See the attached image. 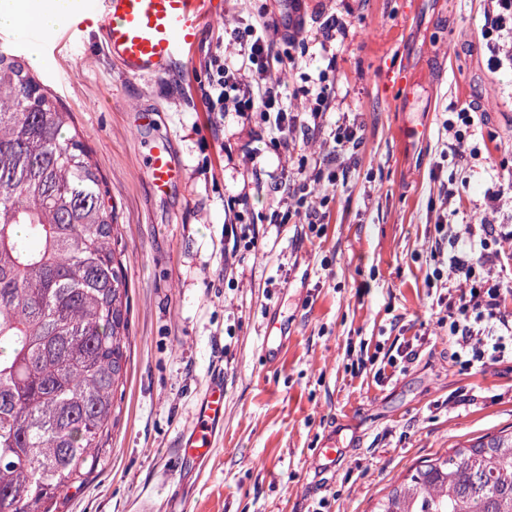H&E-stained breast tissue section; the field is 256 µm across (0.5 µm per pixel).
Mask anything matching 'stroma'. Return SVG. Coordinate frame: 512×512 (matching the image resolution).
Here are the masks:
<instances>
[{
	"mask_svg": "<svg viewBox=\"0 0 512 512\" xmlns=\"http://www.w3.org/2000/svg\"><path fill=\"white\" fill-rule=\"evenodd\" d=\"M196 47L167 76L125 77L95 19L44 55L35 77L59 98L104 176L120 226L130 298V359L121 420L89 482L56 512H372L410 468L512 430V361L461 373L437 324L440 183L453 182L457 224L479 222L492 171H512V66L491 69L482 0H301L298 75L326 68L316 39L342 19L335 99L317 128L276 146L256 112H207L208 63L259 13L288 0H223ZM477 107L474 172L442 159L448 113ZM151 109L149 124L138 111ZM358 137L337 185H322V224H273L298 193L282 166L329 169L336 115ZM169 141L185 169L166 193L144 171ZM263 190H256L255 182ZM413 343L407 368L385 367ZM384 379H377V369ZM224 377V423L202 465L179 443L201 395ZM335 440L338 455L321 454Z\"/></svg>",
	"mask_w": 512,
	"mask_h": 512,
	"instance_id": "1",
	"label": "stroma"
}]
</instances>
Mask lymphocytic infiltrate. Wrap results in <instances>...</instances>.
Returning a JSON list of instances; mask_svg holds the SVG:
<instances>
[{
	"mask_svg": "<svg viewBox=\"0 0 512 512\" xmlns=\"http://www.w3.org/2000/svg\"><path fill=\"white\" fill-rule=\"evenodd\" d=\"M484 18L482 39L489 65L499 68L507 62L512 64V0H484ZM273 29L281 30L290 45H299L303 40L304 26L299 20L281 22L263 16L247 31L232 30L230 40L236 47L235 56L216 63L210 74V92L222 111L259 112L277 132L310 127L330 111L335 96L333 85L326 73H319L303 91V111L284 105L279 84L272 77L273 65L280 59L269 36ZM474 127L475 118L465 107L446 119L442 124L446 153L479 159L480 148L470 142ZM287 177L298 182L301 194L288 201L286 209H274L271 221L284 224L301 215L308 224L321 223L323 215L308 190L311 184L324 179L337 184L336 172L325 177L300 166L288 169ZM502 195L499 189L488 194L490 214L480 223L450 224L442 216L436 223L439 238L451 241L453 248L445 254L435 253L437 265L431 278L436 282L447 276L459 278L458 285L447 288L445 318L454 346L452 358L465 369L498 364L512 353V317L505 314L506 302L512 297V275L494 270L502 256V242L512 237L499 231L492 218L499 210Z\"/></svg>",
	"mask_w": 512,
	"mask_h": 512,
	"instance_id": "lymphocytic-infiltrate-1",
	"label": "lymphocytic infiltrate"
}]
</instances>
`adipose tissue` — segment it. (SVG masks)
<instances>
[{
	"label": "adipose tissue",
	"instance_id": "1",
	"mask_svg": "<svg viewBox=\"0 0 512 512\" xmlns=\"http://www.w3.org/2000/svg\"><path fill=\"white\" fill-rule=\"evenodd\" d=\"M72 6L73 0H0V30L17 32L35 25L50 37Z\"/></svg>",
	"mask_w": 512,
	"mask_h": 512
}]
</instances>
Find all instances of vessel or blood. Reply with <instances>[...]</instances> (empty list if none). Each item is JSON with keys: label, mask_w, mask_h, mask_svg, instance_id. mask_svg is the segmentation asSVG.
I'll use <instances>...</instances> for the list:
<instances>
[{"label": "vessel or blood", "mask_w": 512, "mask_h": 512, "mask_svg": "<svg viewBox=\"0 0 512 512\" xmlns=\"http://www.w3.org/2000/svg\"><path fill=\"white\" fill-rule=\"evenodd\" d=\"M214 0H78L80 12L97 18L105 45L123 75L151 80L168 73L198 41L213 15ZM146 172L157 192H165L182 176L167 142L152 146ZM224 421V379L209 383L195 413L190 435L181 441L184 460L207 457L217 426Z\"/></svg>", "instance_id": "1"}]
</instances>
